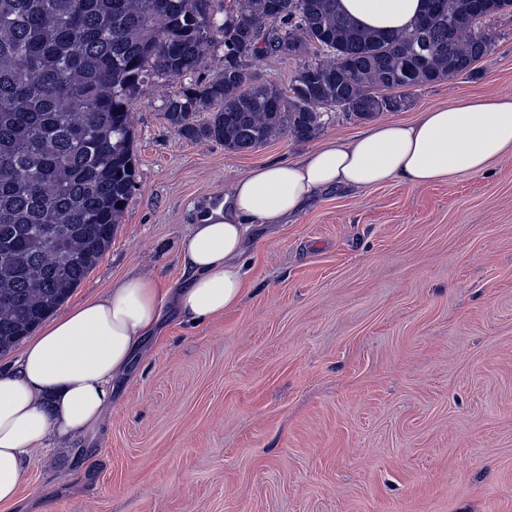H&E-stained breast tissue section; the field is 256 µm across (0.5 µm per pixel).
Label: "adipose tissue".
<instances>
[{"label":"adipose tissue","mask_w":512,"mask_h":512,"mask_svg":"<svg viewBox=\"0 0 512 512\" xmlns=\"http://www.w3.org/2000/svg\"><path fill=\"white\" fill-rule=\"evenodd\" d=\"M368 30L409 31L424 0H338ZM512 152V101L463 97L408 123L370 126L349 144L328 142L298 160L240 175L217 204L202 206L181 244L192 276L178 290L128 276L71 308L24 345L18 369L0 368V505L14 504L24 465L49 437L99 422L145 342L160 329L165 299L193 323L234 309L246 291L245 237L252 225L285 224L330 191L390 182L433 184L480 174Z\"/></svg>","instance_id":"ef3b65f1"}]
</instances>
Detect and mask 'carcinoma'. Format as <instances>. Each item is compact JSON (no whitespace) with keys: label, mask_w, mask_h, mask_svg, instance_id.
I'll return each mask as SVG.
<instances>
[{"label":"carcinoma","mask_w":512,"mask_h":512,"mask_svg":"<svg viewBox=\"0 0 512 512\" xmlns=\"http://www.w3.org/2000/svg\"><path fill=\"white\" fill-rule=\"evenodd\" d=\"M405 33L359 27L338 0H0V355L70 298L112 243L135 187L130 103L179 78L163 118L188 140L244 151L315 137L326 110L406 108V90L473 74L482 16L512 0H426ZM224 68L191 80L214 43ZM326 59L307 61L312 50ZM301 61L288 90L261 53Z\"/></svg>","instance_id":"cac0c4a2"}]
</instances>
